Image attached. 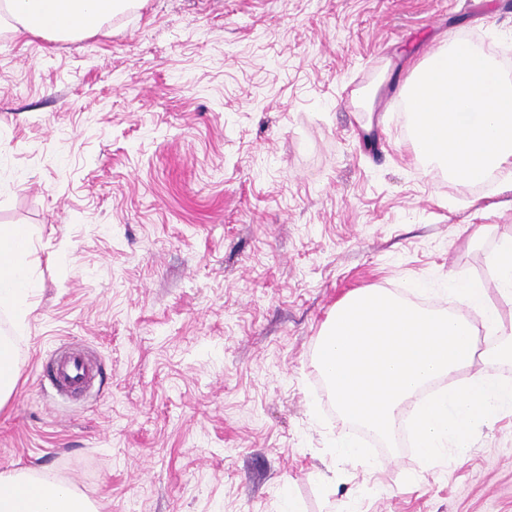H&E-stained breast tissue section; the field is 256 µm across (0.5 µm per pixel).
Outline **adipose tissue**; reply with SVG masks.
I'll return each instance as SVG.
<instances>
[{
    "label": "adipose tissue",
    "mask_w": 512,
    "mask_h": 512,
    "mask_svg": "<svg viewBox=\"0 0 512 512\" xmlns=\"http://www.w3.org/2000/svg\"><path fill=\"white\" fill-rule=\"evenodd\" d=\"M145 0H0V26L17 36L48 40L99 32L117 15L142 8ZM29 235L0 226V308L23 319L31 288L26 263ZM0 512H98L96 504L71 485L24 471L0 473Z\"/></svg>",
    "instance_id": "1"
}]
</instances>
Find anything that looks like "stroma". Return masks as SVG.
Listing matches in <instances>:
<instances>
[{
  "label": "stroma",
  "instance_id": "1",
  "mask_svg": "<svg viewBox=\"0 0 512 512\" xmlns=\"http://www.w3.org/2000/svg\"><path fill=\"white\" fill-rule=\"evenodd\" d=\"M453 37L512 57V0H147L79 39L0 30V226L33 242L29 312L0 311V472L99 512H512V413L463 461L400 446L369 476L330 449L354 429L314 363L347 293L441 300L512 238V180L414 157L399 92ZM64 342L102 381L60 402L40 375ZM19 378V367L15 359V345L6 337H0V408L12 395Z\"/></svg>",
  "mask_w": 512,
  "mask_h": 512
}]
</instances>
